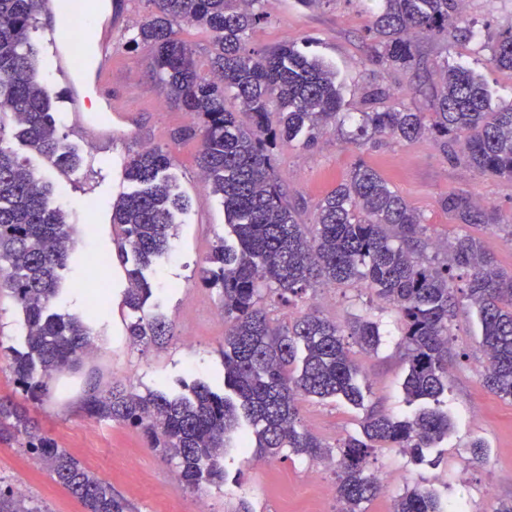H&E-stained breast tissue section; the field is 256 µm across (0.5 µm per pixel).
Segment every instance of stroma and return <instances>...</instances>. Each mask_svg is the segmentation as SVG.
Returning a JSON list of instances; mask_svg holds the SVG:
<instances>
[{"instance_id": "35a3bbf8", "label": "stroma", "mask_w": 512, "mask_h": 512, "mask_svg": "<svg viewBox=\"0 0 512 512\" xmlns=\"http://www.w3.org/2000/svg\"><path fill=\"white\" fill-rule=\"evenodd\" d=\"M125 23L112 33L114 55L109 74L118 107L138 115L136 126L120 130L111 140L95 142L71 122L68 86L54 68L45 21L30 33L37 53V74L47 86L56 112L58 132L82 157L73 171H63L37 154L17 137L9 143L26 159L34 174L53 190L54 201L75 227L91 225L93 235L79 238L62 272L60 312L83 313L92 286H99L98 315L93 332L101 345L94 361L104 380L116 379L144 394L179 390L181 382H204L214 389L224 386V321L217 289L203 284L200 271L207 255L224 234V205L200 180L199 140L173 142V132L189 119L167 98L165 86L155 77L150 49L131 50L127 42L148 16L146 0H122ZM377 0H322L307 6L301 0H264L265 18L249 32V44L272 51L292 42L305 53L332 67L342 87V109L361 112L365 99L382 88L388 95L379 109L404 105L414 112L431 109L430 70L446 64L462 65L485 82L492 105L512 103V73L493 68L480 47L489 35L512 26V0H465L461 27L471 31L467 40L425 37L420 50L425 69L415 71L382 66L372 61L364 29ZM169 147L174 157L171 173L177 190L190 201L176 216L170 252L149 271L153 294L143 311L123 303L128 286L124 263L118 256L119 226L112 222V205L133 190L123 174L125 161L143 148ZM287 193L297 201L301 217L311 221L319 200L347 176L357 160L376 167L419 213L432 238L463 232L441 205L450 191L478 198L494 208L502 224L478 227L474 233L494 253L499 265L512 269V180L484 176L466 164L447 158L438 140L426 137L407 142L377 136L354 146L346 130L322 134L314 146L301 141L281 143L275 149ZM106 254L109 264L98 270L90 254ZM319 309L346 322L356 315L381 324L378 349L366 353L352 348L360 368L364 405L357 408L334 399L304 397L299 401L302 423L324 444L334 447L359 435L367 409L393 416L412 413L402 383L408 365L399 345L400 322L391 305L365 285L320 287L289 306L269 307L275 322L285 324L297 312ZM158 314L170 327L159 347L131 344L127 326L140 313ZM475 313L461 309L451 330L457 363L444 395L452 428L447 439L428 449V459L417 462L397 448H382L368 461L384 490L366 503V512H391L395 497L415 484L435 491L441 501L463 502L467 512H494L499 501L512 500V403L489 392L481 377L484 355L478 343ZM84 374L54 380L41 401L28 400L16 386L7 359L0 354V397L26 406L42 433L98 478L111 484L133 512H288L292 500L308 497L310 476L329 491L320 502L322 512H337L334 495L336 473L327 463L301 457H281L270 467H257L251 448H231L224 456L227 478L220 485L181 487L173 461L146 445L140 428L89 416L82 407ZM482 440L487 461L472 462L470 444ZM23 487L27 497L40 501L47 512H85L83 503L54 482L48 471L32 462L21 441L0 440V487Z\"/></svg>"}]
</instances>
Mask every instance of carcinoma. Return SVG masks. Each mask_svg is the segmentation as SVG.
<instances>
[{
    "label": "carcinoma",
    "instance_id": "cac0c4a2",
    "mask_svg": "<svg viewBox=\"0 0 512 512\" xmlns=\"http://www.w3.org/2000/svg\"><path fill=\"white\" fill-rule=\"evenodd\" d=\"M40 0H0V262L7 273L0 287L10 289L20 311L24 343L6 354L14 379L26 393L40 397L59 376L70 372L94 347L92 323L97 307L85 315L55 312L61 271L67 266L72 227L53 206L49 186L35 178L25 160L5 139V117L19 137L62 169L79 167L81 158L57 133L52 98L36 77L28 32L40 14ZM153 11L129 43L150 48L156 74L170 101L193 116L173 140L201 142L198 166L205 182L224 204V223L237 242L230 249L219 239L206 258L202 282L219 289L224 334V388L220 394L196 383L175 396L139 394L119 383L93 384L84 409L103 420L141 428L149 447L175 461L177 479L188 489L224 483L222 460L232 439L249 447L243 423L255 429L263 457L284 452L321 459L333 449L301 425L299 400L343 398L363 405L360 371L348 342L366 353L380 342L376 321L353 317L342 325L311 308L287 324L269 317L267 302L284 304L321 284L363 283L388 301L402 323L401 344L408 360L403 391L408 401L431 400L448 389L454 355L449 330L460 307L476 309L480 344L486 357L485 387L512 402V274L502 271L493 253L472 234L434 241L411 204L390 188L375 167L359 162L346 179L316 206L314 220L303 224L299 208L286 201L274 148L306 135L314 143L325 126H343L336 73L285 43L271 53L247 45L249 30L264 19V0H147ZM463 0H380L366 29L372 59L380 65L412 69L422 64L418 41L424 36H464L458 27ZM198 24L214 35L210 69L202 71L193 49L177 27ZM490 64L512 73V27L492 36ZM367 99L350 142L361 146L376 135L403 141L430 136L446 155L482 175L512 179V103L496 108L470 70L444 67L432 88L433 111L403 107L383 111ZM276 123H271L272 110ZM251 117L245 125L238 117ZM169 148L135 153L124 165L136 189L112 205L120 226L121 257L132 256L124 304L143 308L151 294L142 274L171 248L173 211L183 203L173 193L167 171ZM441 207L456 224L492 226L499 214L468 195L448 192ZM444 251L440 263L428 250ZM133 343L162 340L168 324L143 315L128 328ZM448 414L423 407L398 418L370 410L361 437L339 446L336 495L340 512H364L361 505L380 491L379 477L366 459L380 448H399L414 460L448 436ZM0 434L22 436L26 451L38 457L58 484L87 512H131L64 448H58L18 405L0 402ZM0 512H44L30 499L0 491ZM392 512H442L439 498L415 486L397 497Z\"/></svg>",
    "mask_w": 512,
    "mask_h": 512
}]
</instances>
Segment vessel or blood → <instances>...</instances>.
<instances>
[{"instance_id":"vessel-or-blood-1","label":"vessel or blood","mask_w":512,"mask_h":512,"mask_svg":"<svg viewBox=\"0 0 512 512\" xmlns=\"http://www.w3.org/2000/svg\"><path fill=\"white\" fill-rule=\"evenodd\" d=\"M60 0H40L41 13L53 27L50 31L51 46L55 50V66L68 82L69 106L71 118L76 125L84 128L93 138L107 140L112 136V129L117 125H128L132 122L131 113L117 108L111 95L104 91L108 84L107 72L112 65V30L123 22L122 15H114L107 19L105 24L96 26L92 35L84 36V43L90 44L96 63L91 73L83 78H76L72 72L71 56L74 52L72 39L64 35L55 23L61 14ZM100 96L99 108L107 112L106 122L89 121L87 104L91 93Z\"/></svg>"}]
</instances>
